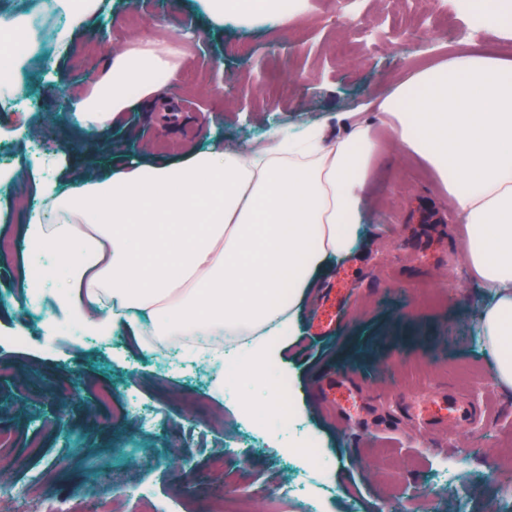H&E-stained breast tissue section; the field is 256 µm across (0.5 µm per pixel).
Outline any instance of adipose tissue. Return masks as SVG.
<instances>
[{
	"mask_svg": "<svg viewBox=\"0 0 512 512\" xmlns=\"http://www.w3.org/2000/svg\"><path fill=\"white\" fill-rule=\"evenodd\" d=\"M0 0V69L23 71L13 45L33 39L45 0ZM215 27H294L307 0H194ZM66 24L56 45L99 15L103 0H54ZM470 23L512 38V0H461ZM181 44H130L89 69L72 111L102 132L120 113L165 108ZM402 150L425 160L464 225L463 259L488 295L479 315L485 358L512 392V60L461 50L415 71L375 102ZM383 152L374 125L343 132L310 124L272 129L242 149L213 143L178 160H129L92 177L37 180L49 205L25 239L59 253L41 293L87 333L148 326L158 336H212L242 359L230 383L241 406L267 407L271 374L302 331L301 302L338 262L357 258L366 189Z\"/></svg>",
	"mask_w": 512,
	"mask_h": 512,
	"instance_id": "adipose-tissue-1",
	"label": "adipose tissue"
}]
</instances>
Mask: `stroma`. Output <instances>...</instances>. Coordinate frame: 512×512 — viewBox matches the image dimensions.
Listing matches in <instances>:
<instances>
[{
  "label": "stroma",
  "instance_id": "obj_1",
  "mask_svg": "<svg viewBox=\"0 0 512 512\" xmlns=\"http://www.w3.org/2000/svg\"><path fill=\"white\" fill-rule=\"evenodd\" d=\"M355 7L373 27L362 46L325 0H309L290 31L215 28L190 0H115L65 54L28 64L35 105L0 109V126L12 132L0 146L12 168L45 179L57 162L84 173L120 155L158 163L210 132L242 147L274 126L332 122L462 48L512 59V41L490 31L458 40L444 24L446 0H356ZM405 8L428 30L409 51L390 32ZM132 38L186 45L168 89L185 123L138 108L106 135L64 116L46 120L59 99L83 90L90 65ZM37 138L58 150L34 153ZM369 194L367 254L336 264L311 290L303 336L284 354L304 424L263 420L255 449H239L223 470L217 461L226 442L247 424L224 372L202 364L190 380L146 358L143 337L118 334L116 354L60 315L44 322L14 310L28 211L1 193L0 239L15 248L0 258V399L12 406L0 413V452L18 456L5 476L28 491L11 512H37V503L62 496L121 506L143 486L180 492L188 512H208L218 493L231 510L246 499L295 512L286 479L298 470L293 452L302 441L324 455L310 481L335 490L323 512H374L402 499L435 512H512V482L495 468L512 454V394L499 390L482 357L483 290L463 270V230L448 219V192L425 163L395 148ZM454 390L489 401L491 412L454 432L421 427L408 410L411 398L430 403ZM140 401L163 413L166 429L141 428L130 409ZM444 457L454 467L442 474L436 464Z\"/></svg>",
  "mask_w": 512,
  "mask_h": 512
}]
</instances>
